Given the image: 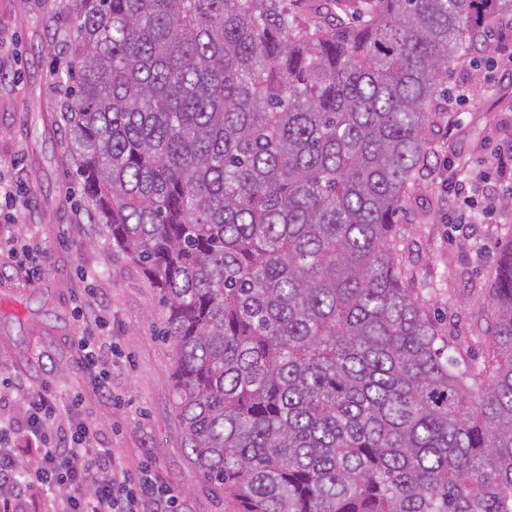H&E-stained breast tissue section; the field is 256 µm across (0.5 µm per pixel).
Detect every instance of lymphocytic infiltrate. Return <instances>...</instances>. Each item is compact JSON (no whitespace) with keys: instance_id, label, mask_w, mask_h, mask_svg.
<instances>
[{"instance_id":"obj_1","label":"lymphocytic infiltrate","mask_w":512,"mask_h":512,"mask_svg":"<svg viewBox=\"0 0 512 512\" xmlns=\"http://www.w3.org/2000/svg\"><path fill=\"white\" fill-rule=\"evenodd\" d=\"M485 179L481 172L452 178L459 218L479 223L496 213L495 195H488L487 207L478 205ZM75 315L82 326L77 339L82 362L102 396L111 397L112 343L102 333L100 318L80 306ZM9 398L23 400L26 419L21 426L0 419V512H185L177 489L152 466L136 474L123 467L80 393L56 386L31 393L0 375V401ZM23 440L37 450L25 468L16 455ZM32 488L42 493L36 509L29 506Z\"/></svg>"}]
</instances>
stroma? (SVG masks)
I'll use <instances>...</instances> for the list:
<instances>
[{
	"label": "stroma",
	"mask_w": 512,
	"mask_h": 512,
	"mask_svg": "<svg viewBox=\"0 0 512 512\" xmlns=\"http://www.w3.org/2000/svg\"><path fill=\"white\" fill-rule=\"evenodd\" d=\"M67 0H0V174L13 179L26 205L0 222L33 236L43 252L0 268V363L31 389L68 386L82 393L105 441L123 466L150 464L180 492L186 512H236L192 463L169 386L173 357L158 335L162 310L143 271L113 251L104 225L64 159L57 122L66 61L58 50L71 30L50 22ZM443 84L465 85L450 123L429 131L433 156L489 170L499 145L512 142V62L477 48L451 64ZM450 198L432 168L409 190L397 226V249L412 286L468 361L487 355L485 299L501 245L512 239V206L489 224H453ZM91 299L117 350L112 397L103 399L80 363L74 308Z\"/></svg>",
	"instance_id": "35a3bbf8"
}]
</instances>
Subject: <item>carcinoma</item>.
Segmentation results:
<instances>
[{"label": "carcinoma", "instance_id": "cac0c4a2", "mask_svg": "<svg viewBox=\"0 0 512 512\" xmlns=\"http://www.w3.org/2000/svg\"><path fill=\"white\" fill-rule=\"evenodd\" d=\"M499 2L69 0L70 161L238 512H512V242L481 364L396 247L441 77Z\"/></svg>", "mask_w": 512, "mask_h": 512}]
</instances>
